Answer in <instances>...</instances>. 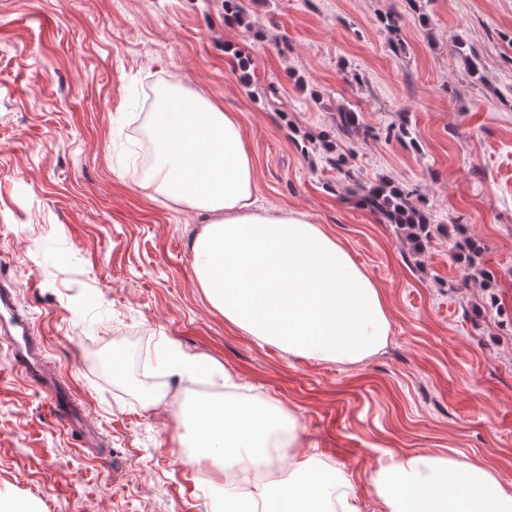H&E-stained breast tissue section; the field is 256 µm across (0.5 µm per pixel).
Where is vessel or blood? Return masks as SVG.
<instances>
[{"label": "vessel or blood", "instance_id": "b4317fda", "mask_svg": "<svg viewBox=\"0 0 512 512\" xmlns=\"http://www.w3.org/2000/svg\"><path fill=\"white\" fill-rule=\"evenodd\" d=\"M0 330L6 335L13 369L24 373L34 384H48L41 363V342L31 323L17 309L14 291L9 280L0 276ZM54 404L69 424H77L80 410L64 392L53 385Z\"/></svg>", "mask_w": 512, "mask_h": 512}]
</instances>
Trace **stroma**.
<instances>
[{"mask_svg":"<svg viewBox=\"0 0 512 512\" xmlns=\"http://www.w3.org/2000/svg\"><path fill=\"white\" fill-rule=\"evenodd\" d=\"M244 5L245 27L224 0H0V272L100 445L0 347V498L30 512H214V473L188 463L172 410L157 408L188 381L164 367L141 380L129 356L143 338L292 411L295 461L317 452L359 512H382L370 475L390 452L482 464L512 490V0ZM171 76L238 114L259 205L308 213L378 284L391 329L377 354L295 356L212 306L194 273L199 215L135 176L131 97ZM344 107L362 123L348 142ZM404 116L411 140L388 137ZM328 144L354 150L348 174ZM381 180L414 188L444 225L421 255L347 192ZM460 231L490 280L465 278Z\"/></svg>","mask_w":512,"mask_h":512,"instance_id":"stroma-1","label":"stroma"}]
</instances>
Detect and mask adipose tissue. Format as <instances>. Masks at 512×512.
I'll return each mask as SVG.
<instances>
[{
    "label": "adipose tissue",
    "instance_id": "obj_1",
    "mask_svg": "<svg viewBox=\"0 0 512 512\" xmlns=\"http://www.w3.org/2000/svg\"><path fill=\"white\" fill-rule=\"evenodd\" d=\"M146 185L195 211L199 288L224 321L290 353L357 363L382 349L383 295L338 240L302 212L255 204V164L236 113L169 81L154 89ZM182 424L193 461L267 465L292 454L293 414L235 396L195 401ZM384 512H512L496 472L448 456L389 454L371 476ZM224 512H356L349 484L316 457L257 492L225 497Z\"/></svg>",
    "mask_w": 512,
    "mask_h": 512
}]
</instances>
